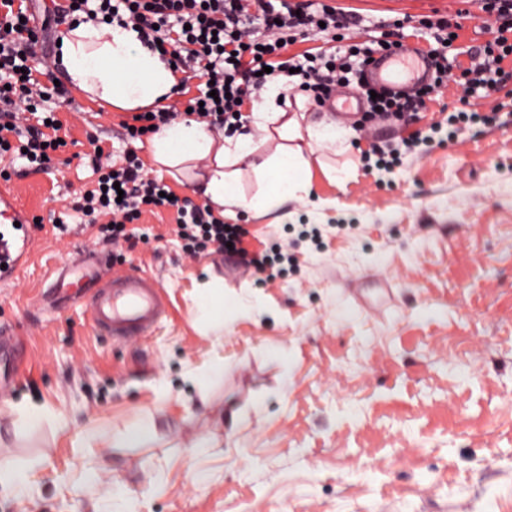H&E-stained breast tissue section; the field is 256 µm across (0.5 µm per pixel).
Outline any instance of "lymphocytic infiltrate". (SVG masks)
Returning a JSON list of instances; mask_svg holds the SVG:
<instances>
[{
  "label": "lymphocytic infiltrate",
  "mask_w": 512,
  "mask_h": 512,
  "mask_svg": "<svg viewBox=\"0 0 512 512\" xmlns=\"http://www.w3.org/2000/svg\"><path fill=\"white\" fill-rule=\"evenodd\" d=\"M483 9L496 16L498 25L492 39L477 51V63L463 68L461 75L465 89L482 90L488 97L505 76L503 61L512 58V0H483ZM86 19L132 28L144 46L169 55L172 64L187 66L204 83L198 97L187 102L197 120L237 127L243 105L257 101L267 82L282 76L319 107L331 100L337 87L355 84L366 101L356 125L360 133L381 117L403 126L418 119L435 85L450 77L448 60L438 46L461 28L453 19L422 18L437 43L429 51L435 62L434 81L405 94H388L372 92L360 75L375 52L396 51L400 41L384 37L373 48L346 42V17L329 0H67L53 22L72 25ZM38 32L27 0H0V156L44 170L62 148V123L50 105L51 90L34 75ZM321 34L344 43V54L284 58L296 37ZM168 190L131 149L121 163L100 168L95 189L74 207L88 223L100 225L104 238L116 245L135 239L130 225L144 207L173 209L176 233L189 257L208 249L225 251L252 269L258 280L267 279L275 257L265 250L248 253L241 225L215 218L208 206L168 198Z\"/></svg>",
  "instance_id": "lymphocytic-infiltrate-1"
}]
</instances>
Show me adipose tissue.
<instances>
[{
    "label": "adipose tissue",
    "instance_id": "ef3b65f1",
    "mask_svg": "<svg viewBox=\"0 0 512 512\" xmlns=\"http://www.w3.org/2000/svg\"><path fill=\"white\" fill-rule=\"evenodd\" d=\"M65 73L74 87L112 111L161 108L177 83L168 61L145 47L137 32L120 26L82 22L61 36ZM281 83L268 84L251 115L252 132L228 138L193 117L161 127L148 141L154 163L183 169L199 163L189 182L216 207L233 206L263 213L309 193L313 169L321 165L318 147L346 146L354 131L336 122L301 124L297 114L280 104ZM274 143V152L255 160L259 145ZM250 163L261 187L253 196L239 190L240 164Z\"/></svg>",
    "mask_w": 512,
    "mask_h": 512
}]
</instances>
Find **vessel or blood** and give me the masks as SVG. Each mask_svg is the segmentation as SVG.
I'll return each mask as SVG.
<instances>
[{
    "label": "vessel or blood",
    "instance_id": "vessel-or-blood-1",
    "mask_svg": "<svg viewBox=\"0 0 512 512\" xmlns=\"http://www.w3.org/2000/svg\"><path fill=\"white\" fill-rule=\"evenodd\" d=\"M430 73L429 58L407 46L377 59L368 78L377 85L403 90L428 80ZM0 222L6 226L0 234V279H6L29 254L31 225L17 201L2 192ZM67 298L83 302L94 331L115 342H134L148 336L167 315L162 285L155 276L113 270L108 257L89 250L60 262L42 302L49 306ZM21 360L18 336L11 326L1 323V383H18L16 365Z\"/></svg>",
    "mask_w": 512,
    "mask_h": 512
}]
</instances>
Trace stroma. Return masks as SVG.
Listing matches in <instances>:
<instances>
[{"mask_svg": "<svg viewBox=\"0 0 512 512\" xmlns=\"http://www.w3.org/2000/svg\"><path fill=\"white\" fill-rule=\"evenodd\" d=\"M372 42L396 17L405 43L436 42L422 17H460L450 65L469 66L495 16L482 0H335ZM70 106L59 108L67 141L49 171L0 160L8 186L34 220L28 262L0 283V322L15 327L28 358L21 388L0 402V467L26 470L0 485V512H512V79L475 109L497 108L492 126L449 141L440 121L462 94L435 89L419 129L425 156L385 171L360 159L387 141L380 126L352 138L346 155L323 150L328 167L354 163L345 182L314 170L307 197L264 215L225 213L246 229L251 251L292 250L288 269L259 282L225 274L223 253L188 257L173 212H143L145 241L122 270L147 271L166 289L168 316L142 341L115 344L92 329L82 304L51 311L38 301L62 257L98 249L97 226L72 209L95 180L90 138L103 162L128 141L121 113L103 111L53 69ZM319 225L322 245L297 243ZM360 224L358 236L336 225ZM386 282L401 306L382 314L346 284ZM220 288L224 329L193 316L198 291ZM224 375L200 385L213 365ZM45 408L36 424L22 406ZM152 425L135 447L127 430ZM98 430L87 441V428ZM99 482H87L89 468ZM208 479L196 480L199 472Z\"/></svg>", "mask_w": 512, "mask_h": 512, "instance_id": "35a3bbf8", "label": "stroma"}]
</instances>
